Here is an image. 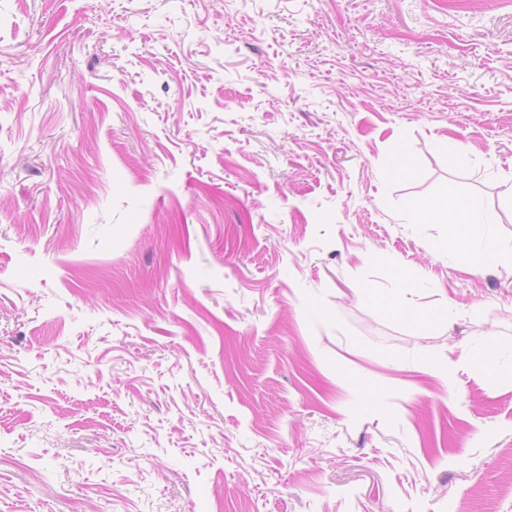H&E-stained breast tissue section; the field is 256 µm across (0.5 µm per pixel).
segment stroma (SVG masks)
<instances>
[{
    "mask_svg": "<svg viewBox=\"0 0 512 512\" xmlns=\"http://www.w3.org/2000/svg\"><path fill=\"white\" fill-rule=\"evenodd\" d=\"M476 342L512 0H0V512H512ZM445 219L446 222H438ZM417 221L421 224L448 223L455 228L465 226V230L460 233V240L464 252L475 266L492 263L498 258L496 243L491 235H486L478 241L470 238L473 236L472 228L488 224L484 210L474 202H460L450 212L447 200L429 202L423 204L421 210L417 212Z\"/></svg>",
    "mask_w": 512,
    "mask_h": 512,
    "instance_id": "1",
    "label": "stroma"
}]
</instances>
